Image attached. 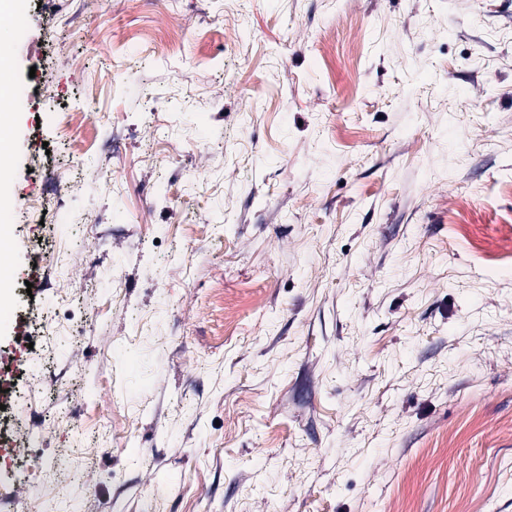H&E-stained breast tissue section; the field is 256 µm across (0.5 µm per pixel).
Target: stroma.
<instances>
[{"mask_svg": "<svg viewBox=\"0 0 512 512\" xmlns=\"http://www.w3.org/2000/svg\"><path fill=\"white\" fill-rule=\"evenodd\" d=\"M25 5L0 512H512V0Z\"/></svg>", "mask_w": 512, "mask_h": 512, "instance_id": "obj_1", "label": "stroma"}]
</instances>
